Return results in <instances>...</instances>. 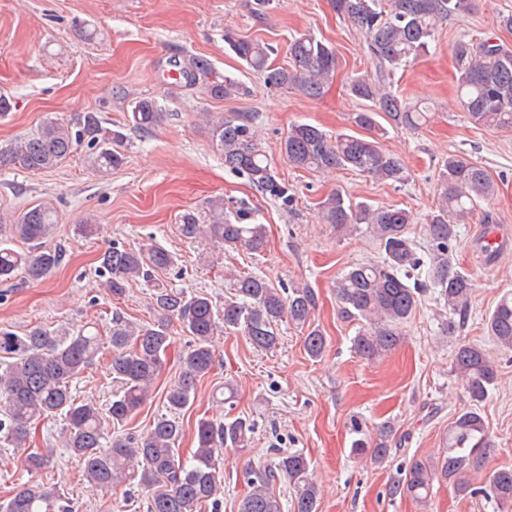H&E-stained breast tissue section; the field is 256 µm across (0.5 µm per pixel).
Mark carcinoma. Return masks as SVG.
Wrapping results in <instances>:
<instances>
[{
	"instance_id": "cac0c4a2",
	"label": "carcinoma",
	"mask_w": 512,
	"mask_h": 512,
	"mask_svg": "<svg viewBox=\"0 0 512 512\" xmlns=\"http://www.w3.org/2000/svg\"><path fill=\"white\" fill-rule=\"evenodd\" d=\"M336 15L361 31L375 61L374 75L350 83L351 94L374 103L375 109L356 112L355 125L368 132L356 137L331 136L310 124L288 128L281 151L296 168L330 174L356 170L368 177L402 184L409 172L395 154L383 151L380 139L385 129L376 120L383 114L396 127L417 128L428 120V112L389 90L391 77L410 59L428 49L438 25L475 8V0H332ZM224 42L245 63L276 88L296 87L310 98H318L333 80L337 54L333 46L307 33L289 45L291 67L269 62L274 49L265 42L238 38L230 30ZM456 71V104L470 123L501 130L512 129V49L489 37L479 42L460 38L453 47ZM187 83L200 86L215 99L247 93L237 78L218 74L208 59L194 57L182 70ZM131 127L148 132L161 119L154 102L136 97L129 102ZM212 139L224 156V168L245 177L263 196L288 206L292 194L288 183L277 177L264 147L258 141L247 114L209 121ZM124 135L102 125L96 112H77L62 121L45 117L24 138L0 145V170L52 169L77 151L88 165L106 174L123 162ZM496 186L487 171L471 159L450 154L440 175L439 201L424 225L427 256L408 235L411 212L403 208H379L352 201L341 191L323 199L318 219L336 231L352 234L366 225L382 250L380 260L348 267L336 279L341 313L349 320L364 321L353 339L355 352L376 359L403 342V327L416 312L421 297L433 290L435 300L448 309L445 327L454 333L463 326L471 309L473 283L459 270L450 251L459 237V224L476 208L489 201ZM207 217L187 211L180 216V232L190 239L214 241L228 250L250 254L267 250L263 224L255 223L252 210L243 202L214 197L207 201ZM58 224L55 209L42 203L24 211L14 222L0 218V282L22 276L38 281L62 262L63 252L50 248ZM20 239L26 251L11 248ZM174 263V256L155 242L128 248L116 242L101 255L99 277L116 299L125 296L136 281L153 288V322L136 326L117 315L107 336L111 348L114 379L121 384L108 408L112 423H125L152 396L167 350L172 344L173 325L190 337L180 355L182 375L165 394L167 413L156 418L146 432L110 436L96 402L80 399L71 385L101 351L102 337L83 328L50 330L35 327L19 335L0 327V444L23 451L22 465L40 470L46 456L29 450L32 425L64 416L62 447L82 460L87 482L101 491L125 483L148 491L147 512H204L218 505L224 492V449L248 447L253 423L243 417L197 424V448L189 459L180 456L183 436L177 420L195 396L196 381L209 374L213 365L212 339L217 332L241 331L257 350H273L279 344L277 327L287 321L306 329L304 348L309 357L322 356L326 340L322 331L309 326L317 294L307 284L277 288L259 275L240 271L225 274L234 293L220 309L206 294L173 290L159 273ZM425 279L419 280V273ZM487 329L499 347L512 351V291L502 294L488 315ZM452 372L462 381L473 408L458 415L443 437L438 457L412 462L403 481L392 484L389 494L406 495L420 506L431 498L436 482H447L463 495L482 493L494 501L499 512H512V468L504 467L484 477V486L474 487L488 447L485 420L479 405L495 384L497 371L484 348L464 343L453 354ZM392 426L384 423L371 437L359 423L352 425L357 438L351 453L383 462L390 455ZM288 476L295 490L294 512H318L320 489L305 456H282L272 466L244 468L249 488L239 512H282L272 490L279 475ZM0 512H74L73 502L56 486L30 483L19 489Z\"/></svg>"
}]
</instances>
